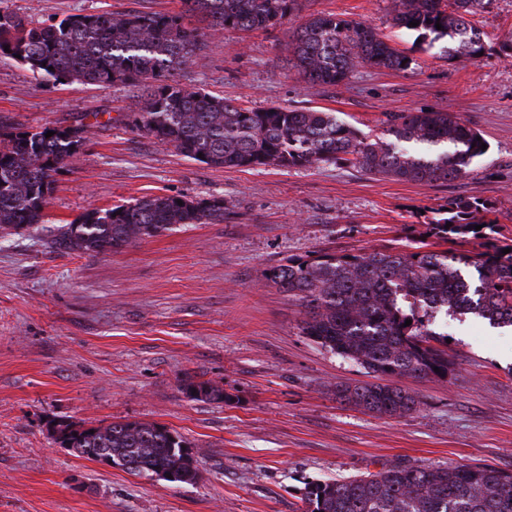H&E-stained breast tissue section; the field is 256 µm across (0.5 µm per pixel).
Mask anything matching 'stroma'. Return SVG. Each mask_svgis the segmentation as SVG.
Masks as SVG:
<instances>
[{
	"instance_id": "obj_1",
	"label": "stroma",
	"mask_w": 512,
	"mask_h": 512,
	"mask_svg": "<svg viewBox=\"0 0 512 512\" xmlns=\"http://www.w3.org/2000/svg\"><path fill=\"white\" fill-rule=\"evenodd\" d=\"M182 0H0L31 25L143 10ZM333 13L385 36L406 70L357 66L311 89L293 68L292 29ZM393 0H299L280 25L202 30L183 85L248 108L336 113L381 135L389 114L453 113L487 149L448 184L380 180L349 166L213 168L133 125L142 88L36 78L0 57V116L31 129L85 125L88 138L55 174L44 224L0 238V512H299L308 482L413 467L490 464L512 470V328L469 314L429 317L447 332L448 380L399 378L413 412L377 417L341 401L337 385L369 382L359 364L303 332L298 301L264 272L321 252L408 249L449 200L476 197L512 239V0L472 16L482 56L460 64L447 40L392 25ZM148 195L224 201L217 224L173 230L112 253L53 248L62 225ZM221 400L195 398L186 380ZM140 421L177 432L199 477L172 485L106 467L55 444V420Z\"/></svg>"
}]
</instances>
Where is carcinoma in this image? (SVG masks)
<instances>
[{"instance_id":"cac0c4a2","label":"carcinoma","mask_w":512,"mask_h":512,"mask_svg":"<svg viewBox=\"0 0 512 512\" xmlns=\"http://www.w3.org/2000/svg\"><path fill=\"white\" fill-rule=\"evenodd\" d=\"M393 25L448 39V57L461 63L479 56L484 33L470 17L484 0H393ZM298 0H183L174 14L133 11L69 15L34 27L15 11L0 10V56L16 59L33 75L63 83L108 87L141 85L135 126L173 145L184 156L214 168L276 165L305 167L332 161L368 175L405 182H449L484 154L480 133L448 112L389 115L383 137L369 141L332 112L271 106L242 108L222 96L190 89L175 79L198 59L195 17L212 31L273 27ZM442 28H436V24ZM9 51H4V48ZM294 66L311 88L336 86L366 63L404 70L409 60L372 28L335 14H312L292 35ZM54 135L47 136L48 131ZM29 131L0 119V236L41 224L54 175L85 141V127ZM490 209L475 198L448 202L426 236L446 243L472 237L477 253L435 250L422 241L413 251L373 249L323 253L264 272L267 282L301 302L303 331L331 352L360 364L376 378L445 379L453 363L445 335L425 329L438 308L467 301L493 326H512V243L498 238ZM224 221V200L146 196L133 204L85 213L63 225L55 243L73 252H116L178 224ZM452 226H447V223ZM481 229H475V226ZM511 249L504 254L502 250ZM411 325H405L406 321ZM439 371H434V368ZM186 388L204 399L226 395L207 382ZM336 397L377 416H400L419 405L394 384L338 385ZM53 440L90 460L107 459L138 476L191 484L197 478L187 443L176 432L139 421L90 427L51 423ZM304 512H512V471L492 465L411 467L391 464L366 477L309 483Z\"/></svg>"}]
</instances>
